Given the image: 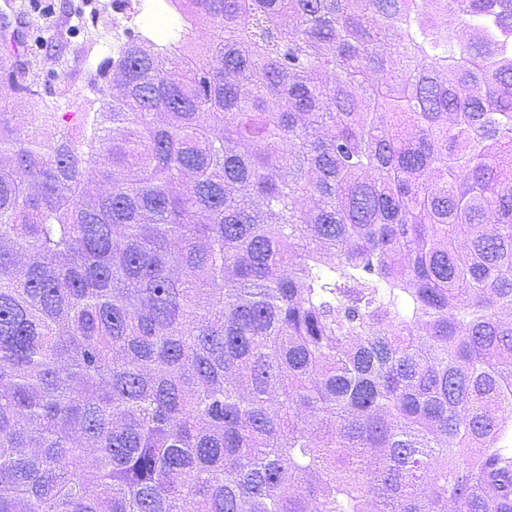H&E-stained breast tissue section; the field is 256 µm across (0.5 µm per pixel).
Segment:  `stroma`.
Wrapping results in <instances>:
<instances>
[{
	"label": "stroma",
	"mask_w": 512,
	"mask_h": 512,
	"mask_svg": "<svg viewBox=\"0 0 512 512\" xmlns=\"http://www.w3.org/2000/svg\"><path fill=\"white\" fill-rule=\"evenodd\" d=\"M32 2L0 0V16H8L19 34L10 53L25 65L28 83L62 114L78 111L82 102L94 98L91 74L111 56L113 34L134 36L153 23L148 11L141 20L128 21L115 11L113 0H40L37 8ZM38 101L0 76V112L7 119L21 120L24 113L36 111Z\"/></svg>",
	"instance_id": "1"
}]
</instances>
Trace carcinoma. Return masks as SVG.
<instances>
[{
	"label": "carcinoma",
	"instance_id": "carcinoma-1",
	"mask_svg": "<svg viewBox=\"0 0 512 512\" xmlns=\"http://www.w3.org/2000/svg\"><path fill=\"white\" fill-rule=\"evenodd\" d=\"M170 4L0 118V512H512V0Z\"/></svg>",
	"mask_w": 512,
	"mask_h": 512
}]
</instances>
